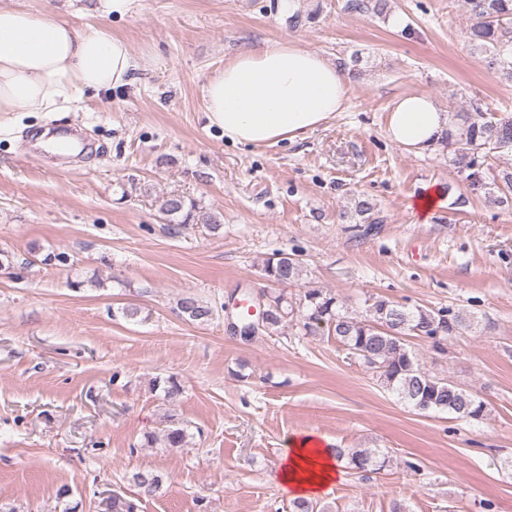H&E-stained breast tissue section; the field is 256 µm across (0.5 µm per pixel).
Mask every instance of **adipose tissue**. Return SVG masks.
Returning a JSON list of instances; mask_svg holds the SVG:
<instances>
[{
	"instance_id": "ef3b65f1",
	"label": "adipose tissue",
	"mask_w": 512,
	"mask_h": 512,
	"mask_svg": "<svg viewBox=\"0 0 512 512\" xmlns=\"http://www.w3.org/2000/svg\"><path fill=\"white\" fill-rule=\"evenodd\" d=\"M155 63L134 55L122 38L89 25L78 29L48 12L14 0L0 5V114L52 112L85 95L131 83ZM351 80L347 72L297 41L266 42L244 50L215 70L204 86L209 126L239 145L293 142L342 111ZM448 115L426 94L399 97L386 133L395 144L421 154L435 150ZM340 465L314 435L291 439L278 478L289 496L313 499L340 478Z\"/></svg>"
}]
</instances>
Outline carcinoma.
<instances>
[{
    "label": "carcinoma",
    "instance_id": "obj_1",
    "mask_svg": "<svg viewBox=\"0 0 512 512\" xmlns=\"http://www.w3.org/2000/svg\"><path fill=\"white\" fill-rule=\"evenodd\" d=\"M468 28L465 37L472 49L485 54L487 68L512 80V0H464ZM387 0H348L345 8L359 13L381 14ZM451 162L465 174L472 195L481 197L490 207L512 203V170L494 174L490 160L512 152V113L496 114L484 109L477 100L464 110L450 115L448 130L442 140ZM160 212L167 224L181 227L200 222L213 230L221 226L220 218L202 211L199 204L183 195L162 197ZM349 223L355 238L378 232L383 218L368 199L355 202L353 211L340 214ZM261 277L271 285L257 298L263 300L266 317L258 321L250 315L239 317L237 337L249 341L258 335L272 334L290 322L300 336H314L322 328L332 333L347 353V359L359 363L399 400L421 413H448L457 420H479L486 404L472 392L438 377L421 366L417 354L407 344L415 336L430 343L437 352H445L448 338L477 328L476 317L450 307L438 309L408 306L397 301L370 296L364 300V314L352 317L343 312L344 303L331 292L303 281L305 265L300 255L278 251L263 260ZM301 286L298 298L289 297L284 288ZM179 313L192 321H209L213 309L194 294H185L177 302ZM152 388L165 396L181 392L172 377H156ZM187 429L174 419L162 435L166 448H183ZM338 459L349 468L364 472L379 463L372 449L334 448ZM111 512H139L138 504L114 494L107 498Z\"/></svg>",
    "mask_w": 512,
    "mask_h": 512
}]
</instances>
